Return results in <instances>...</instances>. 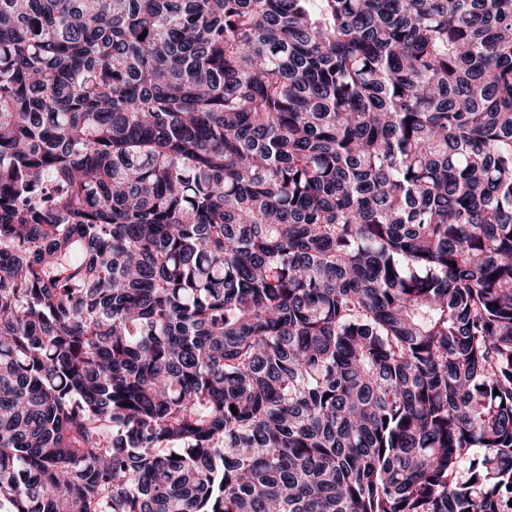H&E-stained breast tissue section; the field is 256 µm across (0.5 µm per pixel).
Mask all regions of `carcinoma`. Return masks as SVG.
Here are the masks:
<instances>
[{"instance_id":"obj_1","label":"carcinoma","mask_w":512,"mask_h":512,"mask_svg":"<svg viewBox=\"0 0 512 512\" xmlns=\"http://www.w3.org/2000/svg\"><path fill=\"white\" fill-rule=\"evenodd\" d=\"M511 500L512 0H0V512Z\"/></svg>"}]
</instances>
